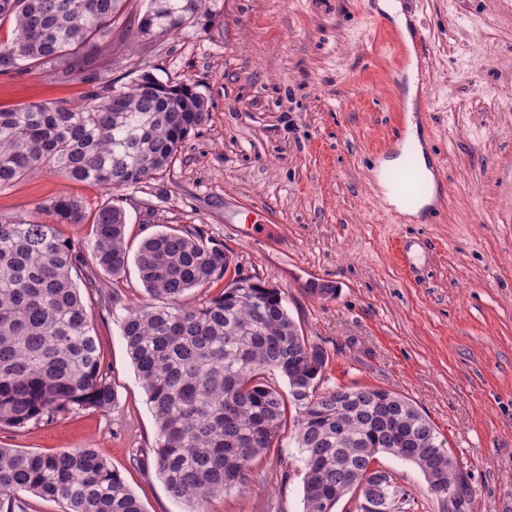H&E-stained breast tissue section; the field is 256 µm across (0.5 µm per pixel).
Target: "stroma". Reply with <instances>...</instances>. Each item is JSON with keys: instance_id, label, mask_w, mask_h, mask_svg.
<instances>
[{"instance_id": "35a3bbf8", "label": "stroma", "mask_w": 512, "mask_h": 512, "mask_svg": "<svg viewBox=\"0 0 512 512\" xmlns=\"http://www.w3.org/2000/svg\"><path fill=\"white\" fill-rule=\"evenodd\" d=\"M425 38L396 44L377 0H215L202 30L176 32L112 62V80L145 72L187 81L207 121L174 162L106 193L48 172L0 191V214L32 219L48 199L88 209L115 199L138 247L169 226L223 243L233 267L280 288L291 317L326 350V384L382 387L413 401L467 475L470 512H512V0H400ZM415 69L407 98L399 73ZM80 83L42 70L0 74V106L80 101ZM417 123L427 159L443 157L437 216L395 223L376 184L395 131ZM259 223L253 238L240 233ZM333 285L319 298L310 283ZM122 311H89L116 391L107 412L74 409L0 447L90 448L145 512H186L155 467L136 461L156 424L121 335ZM290 436L254 463L249 489L210 512H302ZM419 502L448 512L420 471L378 458Z\"/></svg>"}]
</instances>
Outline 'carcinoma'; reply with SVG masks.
<instances>
[{"label": "carcinoma", "instance_id": "carcinoma-1", "mask_svg": "<svg viewBox=\"0 0 512 512\" xmlns=\"http://www.w3.org/2000/svg\"><path fill=\"white\" fill-rule=\"evenodd\" d=\"M124 2L0 0V19L14 23L12 38L0 43V72L37 66L85 81L89 71H109L128 43L150 46L213 15L212 0H144L133 29L122 20ZM207 117V100L193 86L149 72L126 86L93 82L77 105L0 107V190L43 171L109 193L137 186L167 168ZM36 210L43 219L0 217L1 427L23 430L74 408H112L115 390L76 279L95 289L94 270L116 282L133 263L152 301L130 305L114 290L104 304L124 311L122 336L156 421L148 455L188 512H209L213 499L244 491L253 464L279 447L288 426L303 512H333L348 494L366 499L389 478L377 467L381 454L414 464L432 496L453 488L448 512H469L465 473L429 418L386 388L323 385L328 355L304 336L280 289L238 275L197 306L183 301L227 273L224 244L197 230H161L132 257L124 210L111 200L90 213L70 197ZM88 221L87 249L58 230ZM28 494L61 502L63 512H145L91 448L0 447V512H26Z\"/></svg>", "mask_w": 512, "mask_h": 512}]
</instances>
